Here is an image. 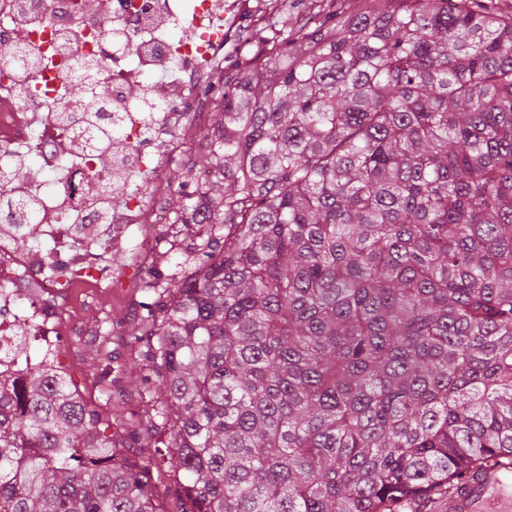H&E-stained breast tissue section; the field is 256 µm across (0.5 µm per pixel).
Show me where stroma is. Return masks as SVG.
<instances>
[{
	"mask_svg": "<svg viewBox=\"0 0 512 512\" xmlns=\"http://www.w3.org/2000/svg\"><path fill=\"white\" fill-rule=\"evenodd\" d=\"M215 11L224 17L228 39L221 65L234 72L252 58L261 39L281 29L286 17L281 0H214ZM170 229L150 224L144 235L155 245L148 266H136L131 251L138 235L108 237L96 258L112 277V288L82 290L68 315V332L61 339V365L78 388L85 403L110 426L112 437L132 460L147 465L153 496L161 512H180L178 487L166 467L155 465L152 454L159 438L146 423L143 409L158 397L157 380L142 358L140 344L128 337L134 322L144 314L146 290L154 275L180 262L167 253Z\"/></svg>",
	"mask_w": 512,
	"mask_h": 512,
	"instance_id": "1",
	"label": "stroma"
}]
</instances>
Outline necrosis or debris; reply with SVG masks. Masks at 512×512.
Returning <instances> with one entry per match:
<instances>
[{"mask_svg":"<svg viewBox=\"0 0 512 512\" xmlns=\"http://www.w3.org/2000/svg\"><path fill=\"white\" fill-rule=\"evenodd\" d=\"M211 0H113L121 20L111 42L98 40L101 17L76 11L73 0H0V42L23 37L29 69L0 68V172L25 162L29 155L51 156L65 137L55 120V107L69 82L73 60L87 54L101 57L112 76L101 117L122 120L124 134L112 143V168L100 171L90 149L61 167L33 171L27 183L5 185L16 200L36 193L39 222L51 242L49 259L37 262L16 249L15 214L0 209V334L23 325L37 338L41 355L58 349V335L66 325V309L81 288H105L109 282L98 266L92 247L101 241V229L125 221L153 224L157 211L148 207L138 176L148 177L155 195L166 194L163 176L167 160L184 157L193 137L208 133L197 124L192 138H180L163 154L152 150L148 127L133 118L129 88L131 74L161 68L179 70L221 55L223 29L195 31L193 38L172 41L169 27L183 16L201 17ZM137 40L129 52L128 40ZM41 115L42 129H34L33 115ZM127 199L124 218L107 208L110 191Z\"/></svg>","mask_w":512,"mask_h":512,"instance_id":"1","label":"necrosis or debris"}]
</instances>
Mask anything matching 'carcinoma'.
I'll use <instances>...</instances> for the list:
<instances>
[{
	"label": "carcinoma",
	"mask_w": 512,
	"mask_h": 512,
	"mask_svg": "<svg viewBox=\"0 0 512 512\" xmlns=\"http://www.w3.org/2000/svg\"><path fill=\"white\" fill-rule=\"evenodd\" d=\"M209 91L180 175L214 176L164 211L210 233L132 328L181 512H445L491 471L506 487L512 9L309 0ZM36 341L0 335V512H160Z\"/></svg>",
	"instance_id": "cac0c4a2"
}]
</instances>
